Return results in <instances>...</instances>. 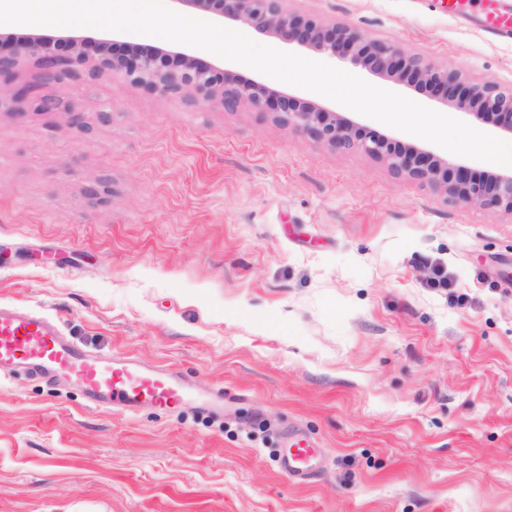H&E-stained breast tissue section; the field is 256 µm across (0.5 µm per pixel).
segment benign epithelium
<instances>
[{
  "label": "benign epithelium",
  "mask_w": 512,
  "mask_h": 512,
  "mask_svg": "<svg viewBox=\"0 0 512 512\" xmlns=\"http://www.w3.org/2000/svg\"><path fill=\"white\" fill-rule=\"evenodd\" d=\"M180 9L207 13L216 20L233 22L289 44L311 49L329 58L349 56L373 74L391 78L416 90H427L440 103L476 115L512 136V85L495 82L471 83L455 71L443 69L399 46L369 40L358 30L315 16L291 12L287 0H172ZM65 47H54L55 39L30 33L14 37L0 32V77L12 74L26 58L37 61L42 79L63 83L81 70L90 78L109 74L162 95L180 94L190 105L219 103L226 109L248 104L270 112L310 138L335 148H355L388 162L399 176L441 185L466 204L502 209L512 213V171L478 174L454 166L435 154L406 148L388 138L357 126L336 112L281 96L256 82H242L231 73L191 53L165 48L125 45L113 51L111 39L78 34L60 38ZM30 105L41 112L61 108L82 122L81 110L69 100L37 95L36 88L0 85V110L17 112Z\"/></svg>",
  "instance_id": "7a95c632"
}]
</instances>
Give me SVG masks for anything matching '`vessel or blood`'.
<instances>
[{"instance_id":"obj_1","label":"vessel or blood","mask_w":512,"mask_h":512,"mask_svg":"<svg viewBox=\"0 0 512 512\" xmlns=\"http://www.w3.org/2000/svg\"><path fill=\"white\" fill-rule=\"evenodd\" d=\"M484 32L491 37L512 33V14L484 0ZM20 367L41 379L70 378L79 382L88 404L118 407L135 413L141 408L179 406L187 386L171 371L145 369L128 358H99L65 340L44 317L0 304V369ZM313 452L301 439L292 441L280 458L282 472L293 480H306L313 472Z\"/></svg>"}]
</instances>
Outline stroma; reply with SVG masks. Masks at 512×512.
<instances>
[{
  "mask_svg": "<svg viewBox=\"0 0 512 512\" xmlns=\"http://www.w3.org/2000/svg\"><path fill=\"white\" fill-rule=\"evenodd\" d=\"M461 73L512 84V40L441 0H288ZM407 147L320 94L203 52ZM340 69L492 133L466 111ZM83 113L0 112V303L205 391L130 414L72 381L0 379V512H512V214L334 149L273 114L187 106L105 75L11 81ZM112 112L109 122L100 110ZM318 450L307 483L285 433Z\"/></svg>",
  "mask_w": 512,
  "mask_h": 512,
  "instance_id": "stroma-1",
  "label": "stroma"
}]
</instances>
